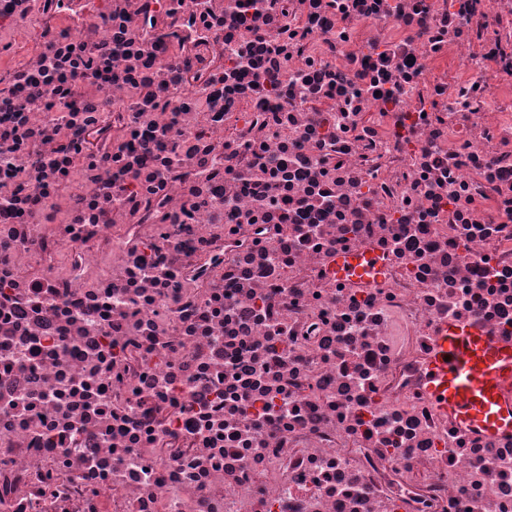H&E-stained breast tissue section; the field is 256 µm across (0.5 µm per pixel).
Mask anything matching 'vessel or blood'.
<instances>
[{
  "label": "vessel or blood",
  "mask_w": 512,
  "mask_h": 512,
  "mask_svg": "<svg viewBox=\"0 0 512 512\" xmlns=\"http://www.w3.org/2000/svg\"><path fill=\"white\" fill-rule=\"evenodd\" d=\"M381 262L364 248L337 256L339 277L370 283ZM425 394L435 409L468 433L512 436V343L464 321L441 325L425 364Z\"/></svg>",
  "instance_id": "b4317fda"
}]
</instances>
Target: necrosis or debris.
Masks as SVG:
<instances>
[{
	"instance_id": "4bbe7bcc",
	"label": "necrosis or debris",
	"mask_w": 512,
	"mask_h": 512,
	"mask_svg": "<svg viewBox=\"0 0 512 512\" xmlns=\"http://www.w3.org/2000/svg\"><path fill=\"white\" fill-rule=\"evenodd\" d=\"M243 2L0 0V512H512V0ZM336 274L339 277L371 283L381 271V262L376 252L364 248L355 249L336 257ZM425 377L427 398L448 421L468 433L512 436V343L469 322H445Z\"/></svg>"
}]
</instances>
